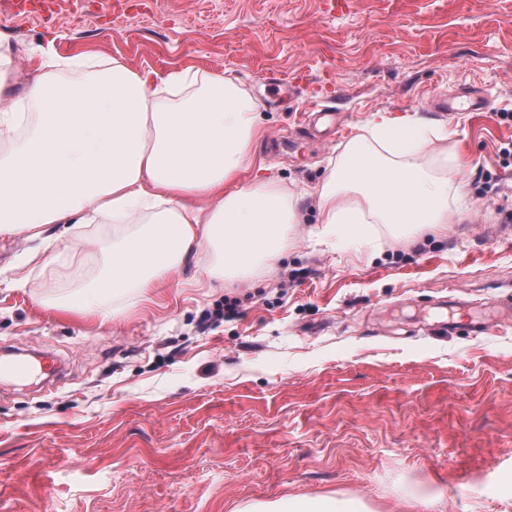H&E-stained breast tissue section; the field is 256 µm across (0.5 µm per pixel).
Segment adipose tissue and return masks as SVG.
<instances>
[{"mask_svg": "<svg viewBox=\"0 0 512 512\" xmlns=\"http://www.w3.org/2000/svg\"><path fill=\"white\" fill-rule=\"evenodd\" d=\"M25 57L32 71L22 98L6 97L0 77L1 128L12 129L23 102L37 109L30 137L0 153V232L56 241L62 225L126 223L139 203L158 211L142 236L113 250L98 289L74 296L66 309L108 319L99 290L147 293L195 250L215 249L218 273L250 270L281 251L296 206L268 182L242 184L262 123L259 104L234 83L210 75L204 92L170 105L164 88L192 76V67L163 77L113 56L85 79L62 83L55 71L71 59L51 48ZM447 139L438 124L374 114L315 190L323 233L339 224L359 237L369 224L413 231L449 223L454 185L427 161L432 146ZM200 198L208 208L197 206ZM236 512L362 510L351 499L324 498Z\"/></svg>", "mask_w": 512, "mask_h": 512, "instance_id": "ef3b65f1", "label": "adipose tissue"}]
</instances>
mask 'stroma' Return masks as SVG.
Returning <instances> with one entry per match:
<instances>
[{
  "instance_id": "stroma-1",
  "label": "stroma",
  "mask_w": 512,
  "mask_h": 512,
  "mask_svg": "<svg viewBox=\"0 0 512 512\" xmlns=\"http://www.w3.org/2000/svg\"><path fill=\"white\" fill-rule=\"evenodd\" d=\"M0 32L64 58L221 73L259 102V177L298 197L282 251L215 278L199 250L104 322L58 311L144 221L45 244L0 233V352L58 379L0 378V512H234L288 497L411 512H512V0H63ZM435 99L480 101L444 112ZM378 111L438 122L462 215L416 240L372 224L316 238L314 189ZM82 261H72L73 251ZM240 300L237 316L215 311ZM484 317L479 334L467 319ZM448 329H441V322ZM401 501L406 505L423 506L426 511L424 512H445V504L441 494H436L431 491H422L420 489H405L401 496Z\"/></svg>"
}]
</instances>
